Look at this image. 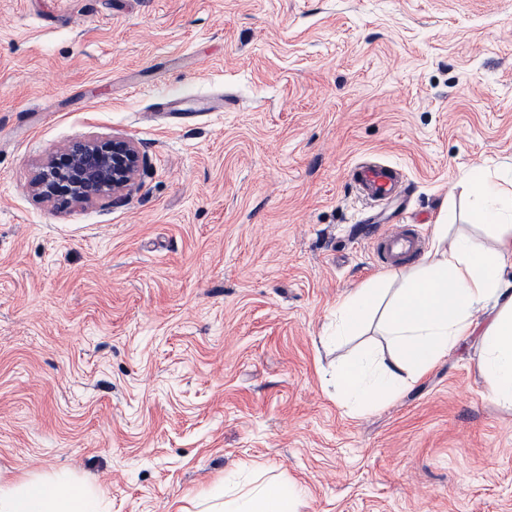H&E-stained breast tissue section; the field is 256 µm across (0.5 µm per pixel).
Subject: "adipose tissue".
<instances>
[{"label":"adipose tissue","mask_w":512,"mask_h":512,"mask_svg":"<svg viewBox=\"0 0 512 512\" xmlns=\"http://www.w3.org/2000/svg\"><path fill=\"white\" fill-rule=\"evenodd\" d=\"M479 202L476 218L497 231L493 248L465 236L449 238L435 225L420 262L369 279L336 307L338 340L361 328L379 302H386L384 333L390 359L363 350L346 358L334 378L336 394L366 412L394 398L447 357L463 337L481 330L479 368L492 397L512 405V186L480 171L469 177ZM298 493L285 481L244 485L229 475L198 504V512H296ZM0 512H103L102 498L66 479L31 476L0 479Z\"/></svg>","instance_id":"1"}]
</instances>
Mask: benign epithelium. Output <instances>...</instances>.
I'll return each instance as SVG.
<instances>
[{
  "mask_svg": "<svg viewBox=\"0 0 512 512\" xmlns=\"http://www.w3.org/2000/svg\"><path fill=\"white\" fill-rule=\"evenodd\" d=\"M63 160L48 161L31 181V189L49 201L92 202L122 197L132 187L143 162L136 143L128 138L84 139L60 151Z\"/></svg>",
  "mask_w": 512,
  "mask_h": 512,
  "instance_id": "obj_1",
  "label": "benign epithelium"
}]
</instances>
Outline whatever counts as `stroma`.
<instances>
[{"label": "stroma", "mask_w": 512, "mask_h": 512, "mask_svg": "<svg viewBox=\"0 0 512 512\" xmlns=\"http://www.w3.org/2000/svg\"><path fill=\"white\" fill-rule=\"evenodd\" d=\"M210 97L181 123L161 98ZM135 140L133 189L59 209L37 167ZM403 169L372 210L359 161ZM512 178V0H0V477L65 473L106 512H192L226 474L298 512H512V406L460 341L364 414L332 379L388 355L363 227L493 240L467 175Z\"/></svg>", "instance_id": "35a3bbf8"}]
</instances>
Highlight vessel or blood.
Instances as JSON below:
<instances>
[{
    "instance_id": "b4317fda",
    "label": "vessel or blood",
    "mask_w": 512,
    "mask_h": 512,
    "mask_svg": "<svg viewBox=\"0 0 512 512\" xmlns=\"http://www.w3.org/2000/svg\"><path fill=\"white\" fill-rule=\"evenodd\" d=\"M352 179L359 199L372 208L404 198L407 192L404 171L386 162L357 163L352 170ZM377 249L380 265L393 267L417 255L420 250V241L398 227L381 234Z\"/></svg>"
}]
</instances>
